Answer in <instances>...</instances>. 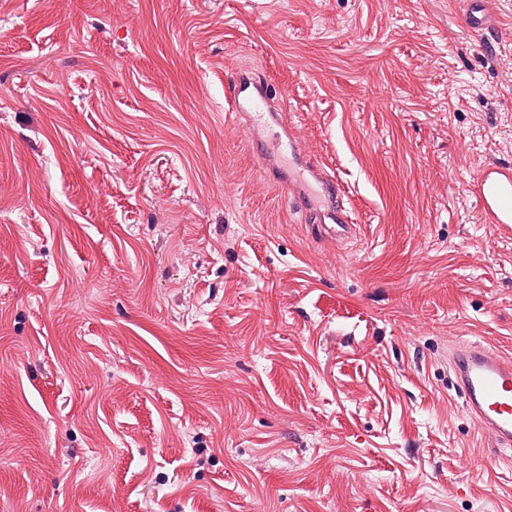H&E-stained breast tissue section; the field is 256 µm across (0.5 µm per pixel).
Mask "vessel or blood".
<instances>
[{"mask_svg":"<svg viewBox=\"0 0 512 512\" xmlns=\"http://www.w3.org/2000/svg\"><path fill=\"white\" fill-rule=\"evenodd\" d=\"M466 25L487 45H494L505 29L491 17L480 0H456ZM224 95L235 116H247L249 133L259 128L282 125L280 113L272 110L270 85L244 70L224 84ZM273 161L266 171L269 181L287 184L300 205L307 223L320 237L345 239L355 231L341 201L343 188L334 174L307 155L294 133L262 145ZM484 223L497 225L512 234V165L487 164L471 185ZM453 385L467 413L482 428L491 430L503 445H512V356L493 351L480 343H467L455 350L450 360Z\"/></svg>","mask_w":512,"mask_h":512,"instance_id":"vessel-or-blood-1","label":"vessel or blood"}]
</instances>
